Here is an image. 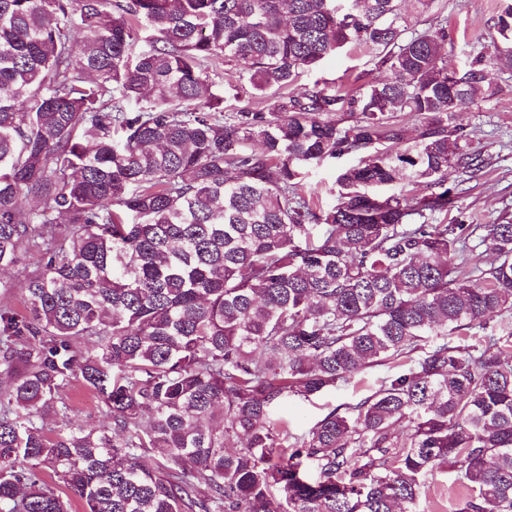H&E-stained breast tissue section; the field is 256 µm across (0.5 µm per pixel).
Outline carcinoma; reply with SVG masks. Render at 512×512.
I'll return each mask as SVG.
<instances>
[{
  "label": "carcinoma",
  "instance_id": "1",
  "mask_svg": "<svg viewBox=\"0 0 512 512\" xmlns=\"http://www.w3.org/2000/svg\"><path fill=\"white\" fill-rule=\"evenodd\" d=\"M335 2L0 0V272L42 255L0 307V512H70L39 466L84 512H417L448 468L457 512H512V220L429 223L448 170L483 166L457 112L512 66V3L460 74L405 0H351L346 26ZM348 43L387 78L288 94ZM216 63L265 111L224 116ZM361 153L336 205L302 194ZM389 363L304 433L279 414ZM74 382L104 423L71 425ZM40 266V256L27 255L22 263L11 270L9 276L16 283V288H13L8 294L0 293V305L8 304L11 307L21 310L22 309V292L20 290L21 284L25 279L35 273Z\"/></svg>",
  "mask_w": 512,
  "mask_h": 512
}]
</instances>
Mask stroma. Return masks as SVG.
I'll use <instances>...</instances> for the list:
<instances>
[{
    "label": "stroma",
    "instance_id": "35a3bbf8",
    "mask_svg": "<svg viewBox=\"0 0 512 512\" xmlns=\"http://www.w3.org/2000/svg\"><path fill=\"white\" fill-rule=\"evenodd\" d=\"M502 4L503 0H434L429 10H409L407 25L420 30L434 17L446 19L444 53L449 66L461 68L477 52L490 51ZM376 56L374 50L345 45L305 73L291 92L299 94L317 81L339 90L366 86L382 76L375 66ZM489 78L496 95L465 105L459 114L470 147L481 154L485 166L466 182L458 173H449L448 187L456 196V206L449 213L433 216V223L489 224L505 217L512 219V71L493 66ZM387 373L384 366L367 369L336 390L290 401L284 414L293 429L306 431L332 409L357 403L371 394ZM456 477L453 470L429 472L418 512H450L461 496Z\"/></svg>",
    "mask_w": 512,
    "mask_h": 512
}]
</instances>
